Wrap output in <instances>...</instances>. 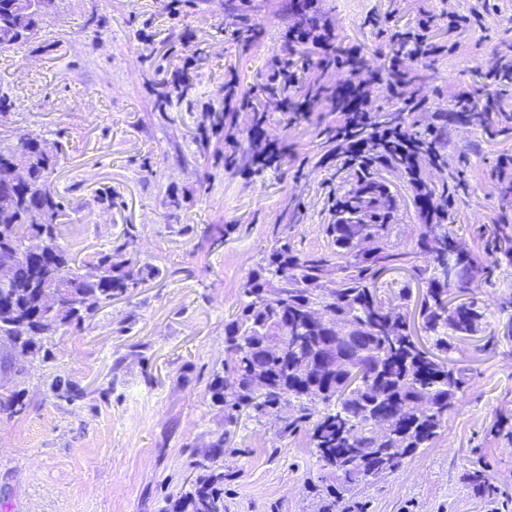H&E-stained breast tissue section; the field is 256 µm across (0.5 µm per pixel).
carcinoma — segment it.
Instances as JSON below:
<instances>
[{
	"mask_svg": "<svg viewBox=\"0 0 512 512\" xmlns=\"http://www.w3.org/2000/svg\"><path fill=\"white\" fill-rule=\"evenodd\" d=\"M0 0V47L39 38L58 0ZM43 138L17 128L0 137V172L18 164L28 176L11 186L12 205L0 206V262L13 261L12 280L0 288V349L17 362L40 356L35 337L82 326L100 308L133 293L154 274L128 244L78 262L59 242L65 205L51 189L59 153L43 151ZM341 216L326 225L330 251L302 255L277 241L244 276L243 300L224 321V361L209 386L224 413L211 434L202 471L172 501L171 512H224V454L242 418L280 423L285 439L309 428V445L336 483L315 489L317 512H352L348 493L393 472L429 447L456 407L465 373L450 366L456 342L483 331L489 309L477 299L453 304L450 296L475 287L478 268L457 246L451 226L424 224L416 247L395 253L388 244L397 198L370 169L355 172L338 204ZM33 238L38 252H23ZM422 255L430 256L425 265ZM408 267L423 284L422 341L406 314L410 289L379 294L382 273ZM324 309L340 331L312 318Z\"/></svg>",
	"mask_w": 512,
	"mask_h": 512,
	"instance_id": "carcinoma-1",
	"label": "carcinoma"
}]
</instances>
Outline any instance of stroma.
<instances>
[{"instance_id":"1","label":"stroma","mask_w":512,"mask_h":512,"mask_svg":"<svg viewBox=\"0 0 512 512\" xmlns=\"http://www.w3.org/2000/svg\"><path fill=\"white\" fill-rule=\"evenodd\" d=\"M296 0H59L34 43L0 48V94L15 104L13 125L60 150L53 187L68 215L61 245L77 260L129 242L158 269L133 294L113 301L84 327L46 339V355L18 367L0 350V385L20 412L0 413V512H166L197 475L212 431L224 424L209 384L224 358V322L242 300L240 282L275 239L306 255L329 251L325 233L352 171L319 166L339 114L340 78L309 64L300 88L315 86V111H284L266 93ZM338 47L359 48L388 75L392 33L434 23L430 37L450 46L436 58H408L429 109L407 117L411 129L435 124L459 95L497 97L476 62L512 54V0H315ZM236 77L235 145L214 113L224 81ZM190 83L186 96L174 88ZM264 117L288 150L271 167L244 176L249 132ZM442 168L420 177L448 209L458 240L481 272L475 297L488 305L486 330L458 343L467 383L456 411L431 447L393 473L358 486L361 512H512V443L493 437L512 415V264L500 259L489 226L512 234V130L446 129ZM396 195L390 243L412 250L428 216L405 172L374 169ZM111 201H103L104 191ZM210 224L231 225L216 242ZM71 388V397L58 389ZM224 458V512H315L311 486L322 472L307 433L282 439L274 422L246 421ZM485 467L489 494L476 496L465 473Z\"/></svg>"}]
</instances>
